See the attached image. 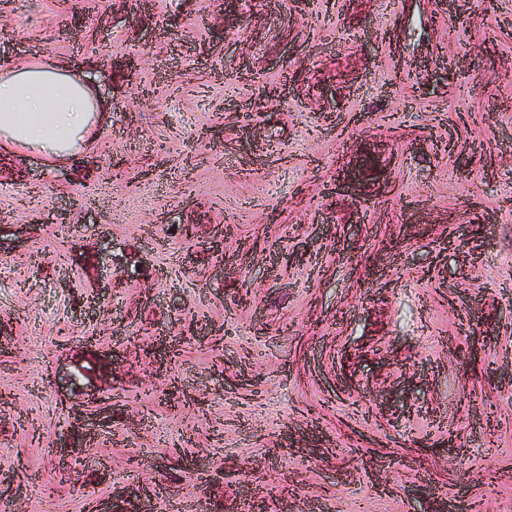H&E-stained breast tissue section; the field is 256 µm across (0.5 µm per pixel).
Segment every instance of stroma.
<instances>
[{"label": "stroma", "instance_id": "stroma-1", "mask_svg": "<svg viewBox=\"0 0 512 512\" xmlns=\"http://www.w3.org/2000/svg\"><path fill=\"white\" fill-rule=\"evenodd\" d=\"M33 58L108 109L0 155L22 512H512V0H0Z\"/></svg>", "mask_w": 512, "mask_h": 512}]
</instances>
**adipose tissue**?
<instances>
[{
  "label": "adipose tissue",
  "instance_id": "obj_1",
  "mask_svg": "<svg viewBox=\"0 0 512 512\" xmlns=\"http://www.w3.org/2000/svg\"><path fill=\"white\" fill-rule=\"evenodd\" d=\"M107 110L85 77L49 62L0 67V148L55 163L91 144Z\"/></svg>",
  "mask_w": 512,
  "mask_h": 512
}]
</instances>
